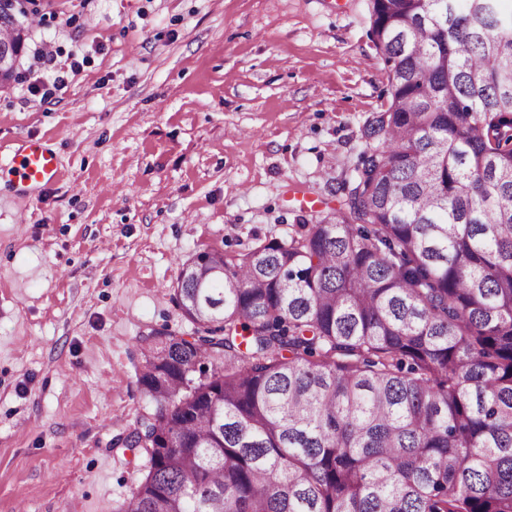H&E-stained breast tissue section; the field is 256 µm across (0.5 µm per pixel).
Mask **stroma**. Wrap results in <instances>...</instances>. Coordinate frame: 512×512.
Instances as JSON below:
<instances>
[{
	"instance_id": "1",
	"label": "stroma",
	"mask_w": 512,
	"mask_h": 512,
	"mask_svg": "<svg viewBox=\"0 0 512 512\" xmlns=\"http://www.w3.org/2000/svg\"><path fill=\"white\" fill-rule=\"evenodd\" d=\"M0 156L57 153L24 197L0 171V512H118L147 472L143 336H191L182 263L339 208L386 100L371 0H29ZM53 63L27 69L39 42ZM79 63L71 73V63ZM70 73L41 101L29 86Z\"/></svg>"
}]
</instances>
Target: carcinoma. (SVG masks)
<instances>
[{
	"label": "carcinoma",
	"mask_w": 512,
	"mask_h": 512,
	"mask_svg": "<svg viewBox=\"0 0 512 512\" xmlns=\"http://www.w3.org/2000/svg\"><path fill=\"white\" fill-rule=\"evenodd\" d=\"M28 25L0 0V51ZM370 38L389 100L343 207L197 254L193 336L141 337L122 512H512V11L372 0Z\"/></svg>",
	"instance_id": "obj_1"
}]
</instances>
